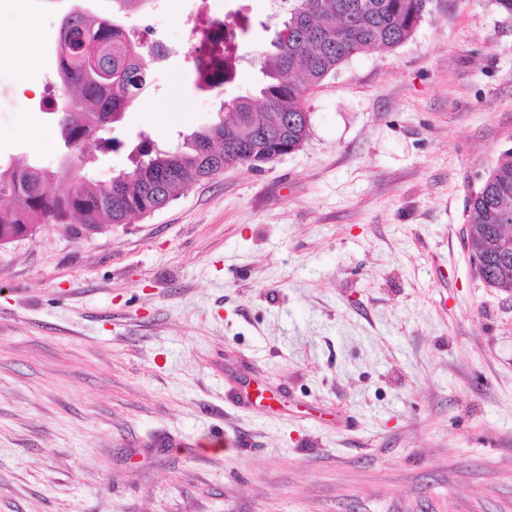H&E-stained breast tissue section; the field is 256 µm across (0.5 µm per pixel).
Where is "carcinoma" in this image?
<instances>
[{
  "label": "carcinoma",
  "instance_id": "1",
  "mask_svg": "<svg viewBox=\"0 0 512 512\" xmlns=\"http://www.w3.org/2000/svg\"><path fill=\"white\" fill-rule=\"evenodd\" d=\"M427 0H288V10L269 49L262 53L261 103L239 96L224 104L212 125L170 144L139 134L132 149L134 168L102 182L90 174L93 159L80 154L81 140H93L105 150L116 139L107 136L115 116L145 92L155 78L143 47L122 24L80 12L64 19L66 38L56 47L58 75L72 90V109L53 108L65 158L78 155L79 164L66 168L71 189L55 188L57 173L36 163L0 168V190L12 195L0 207V240L39 224H128L177 199L196 182L225 169L255 167L252 155L290 150L303 145L309 121L307 93L355 55L391 49L410 38ZM194 52L210 60L213 73L192 64L199 91L217 87L212 74L232 82L236 69L227 68L230 48L206 36ZM288 131L280 132L283 117ZM253 124L271 134L260 141L239 143ZM512 213V149L504 151L478 192L467 204L470 253L483 259L487 286L512 293V263L495 258L494 235L504 213Z\"/></svg>",
  "mask_w": 512,
  "mask_h": 512
}]
</instances>
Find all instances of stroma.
Segmentation results:
<instances>
[{"instance_id":"35a3bbf8","label":"stroma","mask_w":512,"mask_h":512,"mask_svg":"<svg viewBox=\"0 0 512 512\" xmlns=\"http://www.w3.org/2000/svg\"><path fill=\"white\" fill-rule=\"evenodd\" d=\"M234 0H162L156 36ZM70 0H0V163L41 153ZM278 0H248L236 78L157 73L95 152L131 170L257 94ZM32 89H22L20 70ZM310 132L128 224H44L0 247V512H512V294L464 245L512 148V14L428 0L413 35L306 97ZM272 394L249 405L254 382Z\"/></svg>"}]
</instances>
